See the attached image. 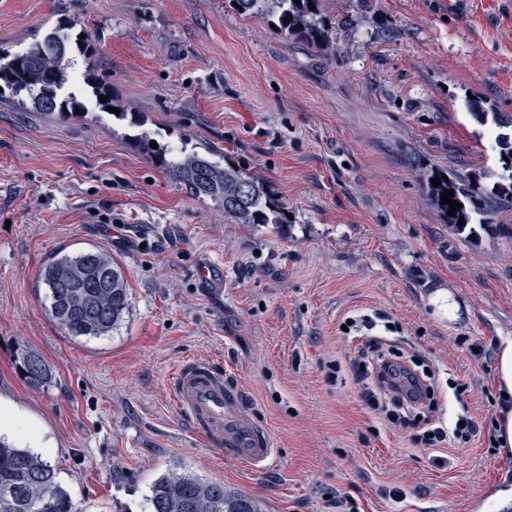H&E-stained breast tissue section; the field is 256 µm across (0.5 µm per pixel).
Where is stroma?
Returning <instances> with one entry per match:
<instances>
[{
	"mask_svg": "<svg viewBox=\"0 0 512 512\" xmlns=\"http://www.w3.org/2000/svg\"><path fill=\"white\" fill-rule=\"evenodd\" d=\"M323 56L239 15L229 0H0V48L24 52L74 24L99 72L162 147L244 164L290 214L236 224L186 196L133 145L128 121L83 96L87 118L0 97V395L51 440L42 456L76 512H144L181 466L265 512H483L512 485L496 450L494 349L512 336V203L479 238L451 232L422 178L497 166L466 96L512 116V0H323ZM102 248L129 309L109 335L53 322L38 277L55 252ZM220 267L208 286L198 265ZM461 304L455 321L428 302ZM434 373L439 415L477 430L436 446L367 408L352 362L361 327ZM52 372L31 387L15 363ZM223 362L274 434L278 459L247 474L196 437L170 377ZM125 478L112 479L113 468ZM430 303L435 306L437 314L448 316L449 321L458 318L460 306L456 297L449 290L448 292L443 289L434 290L430 296ZM31 361H35L36 367H30ZM18 370L27 383L35 388L49 384L52 380V373L46 363L30 351L22 350L15 360Z\"/></svg>",
	"mask_w": 512,
	"mask_h": 512,
	"instance_id": "35a3bbf8",
	"label": "stroma"
}]
</instances>
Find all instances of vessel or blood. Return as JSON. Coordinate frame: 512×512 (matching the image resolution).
I'll return each mask as SVG.
<instances>
[{"label": "vessel or blood", "mask_w": 512, "mask_h": 512, "mask_svg": "<svg viewBox=\"0 0 512 512\" xmlns=\"http://www.w3.org/2000/svg\"><path fill=\"white\" fill-rule=\"evenodd\" d=\"M174 404L194 434L253 473L272 468L277 450L271 430L245 403L243 387L208 357L182 360L171 380Z\"/></svg>", "instance_id": "1"}]
</instances>
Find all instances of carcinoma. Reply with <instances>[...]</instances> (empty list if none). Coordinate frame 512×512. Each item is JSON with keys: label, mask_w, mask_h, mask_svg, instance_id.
<instances>
[{"label": "carcinoma", "mask_w": 512, "mask_h": 512, "mask_svg": "<svg viewBox=\"0 0 512 512\" xmlns=\"http://www.w3.org/2000/svg\"><path fill=\"white\" fill-rule=\"evenodd\" d=\"M245 16H263L274 21L281 35L303 41L328 56L335 50L336 33L321 11V0H229ZM87 63L80 77L94 97H107L101 107H115L117 120L127 117V108L112 97V89L98 72L95 51L88 38L57 28L35 40L23 53L0 50V88L19 98H30L39 112L71 116L85 113L78 96L63 90L74 77L73 55ZM466 110L481 126L494 130L500 171L492 174L450 175L433 186L440 171L425 175L424 189L448 228L475 237L493 228L490 219L502 205L512 201V120H507L486 100L466 99ZM142 154L193 198L208 199L237 224H286V208L272 197L266 184L241 166L224 164L210 151L185 148L173 154L150 146L152 136H132ZM462 204L455 215L441 202L444 190ZM464 224H459V219ZM46 310L51 319L73 338L105 336L124 318L128 288L118 263L100 248L77 255L57 253L43 265ZM22 377L35 388L52 380L46 363L30 351L16 357ZM148 512H264L251 496L232 492L217 481L203 479L177 468L168 470L152 484L147 495ZM0 512H74L67 490L56 469L41 455L0 440Z\"/></svg>", "instance_id": "1"}]
</instances>
